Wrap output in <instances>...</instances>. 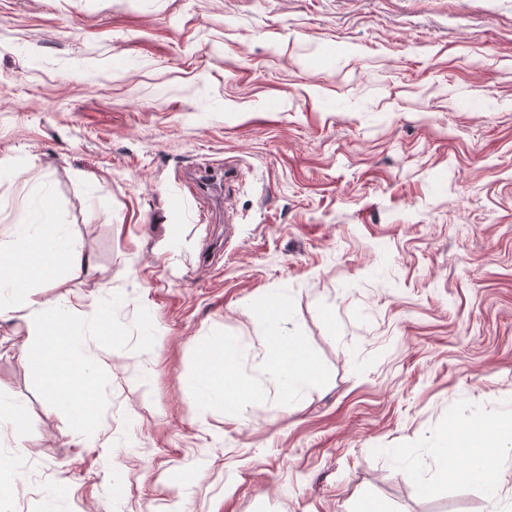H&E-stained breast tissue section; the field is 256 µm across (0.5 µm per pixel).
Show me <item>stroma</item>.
Returning <instances> with one entry per match:
<instances>
[{
    "instance_id": "stroma-1",
    "label": "stroma",
    "mask_w": 512,
    "mask_h": 512,
    "mask_svg": "<svg viewBox=\"0 0 512 512\" xmlns=\"http://www.w3.org/2000/svg\"><path fill=\"white\" fill-rule=\"evenodd\" d=\"M226 167L200 222L186 177ZM37 190L94 266L37 280L80 342L56 394L26 310L0 321L8 512L512 498V0H0V239ZM282 291L295 397L264 367ZM220 343L261 392L203 420Z\"/></svg>"
}]
</instances>
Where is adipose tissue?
<instances>
[{"label": "adipose tissue", "mask_w": 512, "mask_h": 512, "mask_svg": "<svg viewBox=\"0 0 512 512\" xmlns=\"http://www.w3.org/2000/svg\"><path fill=\"white\" fill-rule=\"evenodd\" d=\"M44 215L43 207L29 204L26 223L16 226L11 241H0V288L9 289L12 297L10 304H0V320L8 317L16 305L28 309L29 340L39 355L37 377L43 387L51 390L56 385L59 356L75 355L77 344L63 314L67 296L53 301L41 298L33 277L38 270L53 264L87 266L91 258L76 245L65 244L61 234L48 233ZM272 305L274 311L267 316L266 326L276 347L268 353L266 367L281 392L296 394L313 382L316 371L298 340L284 333L288 306L285 296L276 295ZM232 374L226 354L211 353L199 378L201 416L221 410L227 403H240L255 396V389L233 385Z\"/></svg>", "instance_id": "1"}]
</instances>
